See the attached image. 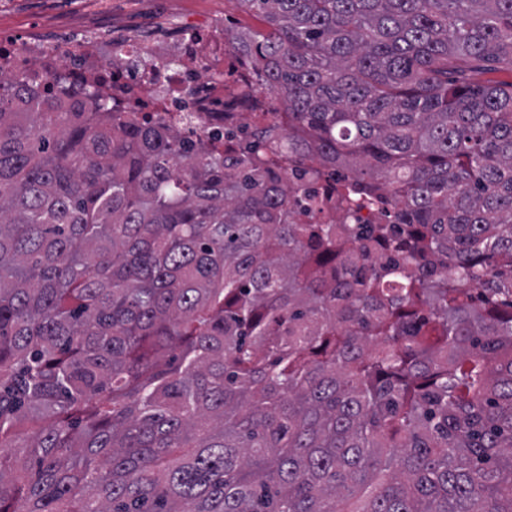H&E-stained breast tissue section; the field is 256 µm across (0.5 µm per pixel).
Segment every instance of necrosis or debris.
Returning <instances> with one entry per match:
<instances>
[{"instance_id":"4bbe7bcc","label":"necrosis or debris","mask_w":512,"mask_h":512,"mask_svg":"<svg viewBox=\"0 0 512 512\" xmlns=\"http://www.w3.org/2000/svg\"><path fill=\"white\" fill-rule=\"evenodd\" d=\"M73 24L86 37L68 52L42 36L37 25L0 27V71L48 82L65 68L92 82L109 70L112 77L102 87L105 96L127 112L174 128L191 143L223 137L228 129L244 137L249 113L268 111L272 103L268 94L255 89L253 64L225 50L224 28L210 18L188 24L179 38L160 37L147 44H118L95 35L90 11L79 14ZM267 160L310 196H322L324 183L314 178L309 160L284 149L268 153Z\"/></svg>"}]
</instances>
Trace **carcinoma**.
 I'll return each instance as SVG.
<instances>
[{
  "instance_id": "obj_1",
  "label": "carcinoma",
  "mask_w": 512,
  "mask_h": 512,
  "mask_svg": "<svg viewBox=\"0 0 512 512\" xmlns=\"http://www.w3.org/2000/svg\"><path fill=\"white\" fill-rule=\"evenodd\" d=\"M236 2L244 143L0 73V512H512V0ZM267 161L288 174V181L297 183L308 191L312 197H321L324 191V181L313 178V172L318 168L307 159H302L296 153L288 156L286 149H274L267 152ZM277 154V155H275ZM315 219L322 224H384L391 220L381 215L378 209L362 198L352 204L346 216H338L322 209L315 213Z\"/></svg>"
}]
</instances>
